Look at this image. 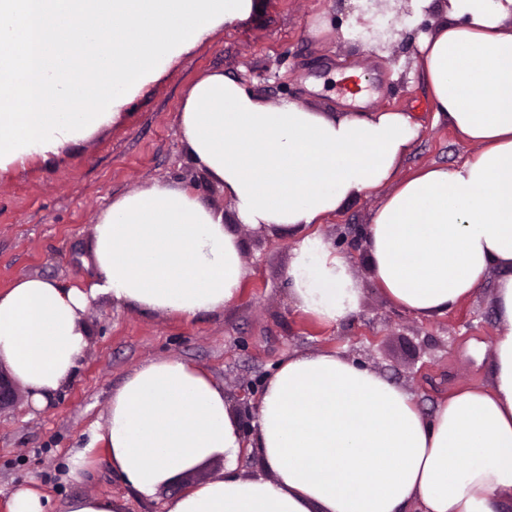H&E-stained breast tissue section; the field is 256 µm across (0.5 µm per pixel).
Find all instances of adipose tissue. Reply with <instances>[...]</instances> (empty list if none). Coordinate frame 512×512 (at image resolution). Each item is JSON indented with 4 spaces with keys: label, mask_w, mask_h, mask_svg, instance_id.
<instances>
[{
    "label": "adipose tissue",
    "mask_w": 512,
    "mask_h": 512,
    "mask_svg": "<svg viewBox=\"0 0 512 512\" xmlns=\"http://www.w3.org/2000/svg\"><path fill=\"white\" fill-rule=\"evenodd\" d=\"M253 0H0V171L49 158L109 125L146 81ZM415 67L434 122L476 150L453 166L402 172L422 129L405 111L323 112L272 102L222 72L190 87L189 156L222 184L239 223L288 232L297 312L355 315L362 290L318 224L388 187L364 247L376 288L421 318L448 312L492 270L497 332L489 386L449 392L432 417L414 395L334 352L289 355L266 381L245 441L224 389L177 359L136 368L113 392L101 440L112 470L150 499L220 456L224 471L171 496L166 512H512V0H410ZM115 45L111 64L72 52L76 25ZM92 100L75 112L77 99ZM36 112H15L18 101ZM94 281L23 277L0 293V360L36 407L75 375L92 300L191 319L235 301L243 243L223 210L168 183L113 199L94 226ZM259 475L238 472L243 452Z\"/></svg>",
    "instance_id": "adipose-tissue-1"
}]
</instances>
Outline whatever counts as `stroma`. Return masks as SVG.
Instances as JSON below:
<instances>
[{
  "mask_svg": "<svg viewBox=\"0 0 512 512\" xmlns=\"http://www.w3.org/2000/svg\"><path fill=\"white\" fill-rule=\"evenodd\" d=\"M254 6L247 19L218 27L175 58L120 107L110 125L59 155L35 156L0 173L1 293L26 276L63 283L92 279L99 213L113 198L157 182L188 188L223 209L243 242L248 272L236 301L220 313L188 320L102 297L92 302L85 316L87 347L74 378L46 408H35L19 382L0 406V512H8L11 496L27 488L47 496L57 510L74 496L102 495L122 500L125 512H164L170 495L223 472V459L210 460L181 473L151 500L119 480L104 449H90V466L72 472V458L89 449L93 430L104 428L112 393L151 360L174 358L204 369L234 402L288 355L335 351L409 389L427 416L454 388L486 381L497 328V273L443 315L419 319L385 300L360 246L346 254L363 288L358 312L320 324L289 302L285 273L293 244L287 234L240 224L222 186L191 160L179 135L180 112L192 83L211 71L241 80L271 101L344 112L338 75L354 68L365 78L366 111L417 114L421 136L405 169L451 166L473 151L448 125L433 124L428 98L412 81L417 32L404 22L405 0H395L386 17L365 14L355 39L343 35L350 0H254ZM319 18L330 26L321 37L311 32ZM384 196L380 190L348 201L320 232L332 242L339 233L366 228Z\"/></svg>",
  "mask_w": 512,
  "mask_h": 512,
  "instance_id": "stroma-1",
  "label": "stroma"
}]
</instances>
